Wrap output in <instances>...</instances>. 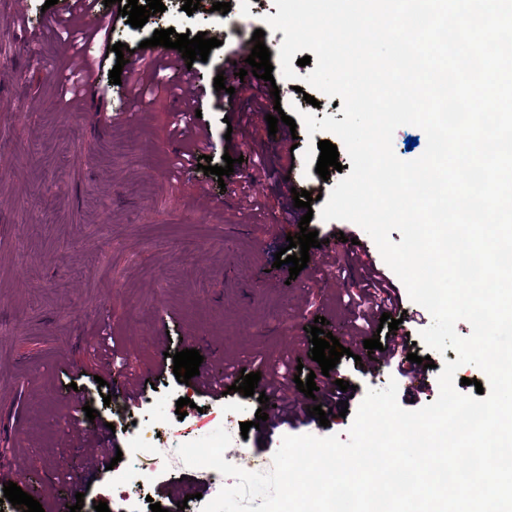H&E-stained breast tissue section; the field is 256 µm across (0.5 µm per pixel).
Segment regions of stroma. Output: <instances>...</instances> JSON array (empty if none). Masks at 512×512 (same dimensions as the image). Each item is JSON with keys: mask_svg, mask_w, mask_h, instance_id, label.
I'll return each mask as SVG.
<instances>
[{"mask_svg": "<svg viewBox=\"0 0 512 512\" xmlns=\"http://www.w3.org/2000/svg\"><path fill=\"white\" fill-rule=\"evenodd\" d=\"M45 2L0 0V468L19 471L22 490L45 508L62 496L81 512H95L101 501L110 512H151L153 500L175 512L177 497L188 495L194 512H201L230 480L187 466L177 453L183 443L225 428L232 436L225 460L236 465L247 455L267 472L284 436L335 434L347 440L352 414L367 391L389 381H396L403 409L435 401L439 368L458 355L422 342L420 333L432 317L409 299L403 283L395 285L399 307L392 316L400 321L399 333L413 341L414 353L433 362L425 386L413 388L387 359L373 371L355 363L367 357L363 342L374 334L355 322L363 275L372 266L384 274L389 268L357 224L320 217L323 197L342 177L334 170L323 179L315 171L326 132L282 124L276 136L268 134L265 117L278 107L343 120L333 99L320 93L316 104L306 103L280 76L271 83L249 77L230 97L216 92L214 79L225 60L254 46L230 38L204 62L189 65L172 57L160 74L162 89L146 93L125 119L111 120L113 107L124 99L123 86L109 76L116 54L98 72V98H63L61 79L75 48ZM162 2L165 12L140 28L126 24L117 5L101 7L111 42L129 46L130 63L142 62L139 45L154 31L211 33L241 20L249 30H264L270 62L278 64L284 34L264 22L277 13L274 0H230L225 14L213 10V0H201L191 14L183 9L185 0ZM16 5L24 21L14 18ZM187 81L207 90L197 124L211 137L213 164L222 165L227 153L236 160L233 175L202 176L198 188L171 170L182 143L170 134V115L181 101L167 89ZM274 88L281 92L276 104L269 101ZM293 135L296 148L284 147ZM231 139L240 147L229 152ZM254 169L261 172L256 211L240 188L241 174ZM297 190L315 196L309 228L319 239L341 230L357 237L362 251L346 273L321 264L317 247L310 248L297 278L274 268L287 235L299 232L304 211L293 205ZM318 316L350 350L325 376L309 344V327ZM107 337L117 346L118 364L106 371L100 344ZM192 348L206 369L231 363L244 368L256 356H285L316 371V385L329 377L349 381L355 387L349 414L327 427L286 422L267 432H241V423L255 418L257 396L232 391L213 398L177 381L172 355ZM127 376L140 379L141 394L129 409L133 425L120 426L103 399L115 378ZM75 396L97 410L94 429L119 446L122 459L113 469L61 473L63 462L84 457L67 435L73 419L86 417L74 409ZM182 397L195 406L181 418L176 403Z\"/></svg>", "mask_w": 512, "mask_h": 512, "instance_id": "obj_1", "label": "stroma"}]
</instances>
